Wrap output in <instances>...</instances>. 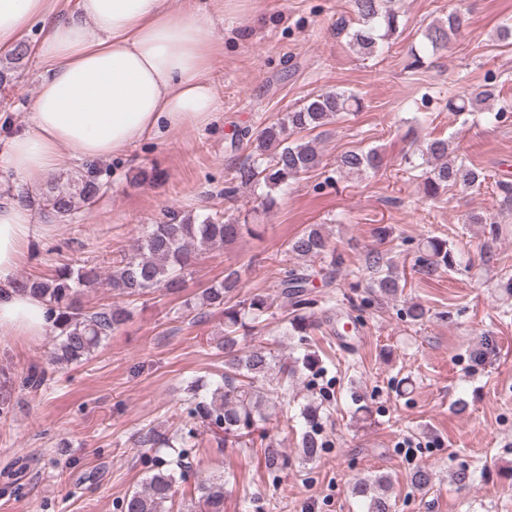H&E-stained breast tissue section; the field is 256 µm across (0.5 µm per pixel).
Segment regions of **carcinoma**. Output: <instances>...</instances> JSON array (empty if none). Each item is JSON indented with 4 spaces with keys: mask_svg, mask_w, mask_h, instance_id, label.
Listing matches in <instances>:
<instances>
[{
    "mask_svg": "<svg viewBox=\"0 0 512 512\" xmlns=\"http://www.w3.org/2000/svg\"><path fill=\"white\" fill-rule=\"evenodd\" d=\"M398 0H350V8L357 25L340 21V29L347 32L349 48L369 58L382 51L383 42L399 27ZM467 24L461 11L448 14L443 23L429 26L426 39L432 52L445 49L450 38ZM495 98L494 89L487 87L471 96L448 100V111L462 114L484 113L485 104ZM362 106L361 98L345 90H329L306 99L301 105L281 118L263 127L256 134L254 147L244 162L228 172L225 192L231 194L239 187H263L261 205L270 207L276 202L275 193L288 188L290 181L322 164L312 134L335 123ZM423 164L421 177L425 194L430 197L439 191L462 186L478 191L486 181L485 173L452 158L451 140L429 138L418 145ZM382 162L375 149L348 150L336 159L340 174H365L376 171ZM108 189V182L95 165H88L74 177L51 181L45 192L34 200L27 192L17 199L29 206H37L47 216H70L93 204ZM252 233L249 225L237 218L206 216L199 221L177 213L167 221L153 224L142 236L137 247L122 256L108 276L112 290L127 297L140 296L153 290L174 294L184 284L200 247H222L232 244L243 234ZM288 251L298 259L312 262L331 255L329 267L336 269L342 257L331 247L329 240L316 228L306 230L288 242ZM368 268L377 274L375 287L380 295L394 297L400 285L392 261L382 250H373L367 256ZM456 257L448 240L429 236L425 238L412 270L425 277L441 269H452ZM312 274L307 268H291L284 272L275 294L243 292L242 273L227 268L224 278L207 288L197 304L186 303L196 310L202 307L221 308L224 312V336L217 348L224 351V373L213 381L208 392L192 397L186 406L187 415L206 425L213 433L217 447L248 445L260 438L266 462L279 465L282 452L275 438L269 434L268 409L276 407L288 391L301 369L312 374L321 369L316 352L310 349L309 336L317 327L313 298L309 287ZM100 281L94 268L63 266L50 279L25 277L16 284L46 304L49 318L57 331L51 352V363L69 364L86 359L94 353L107 336L119 329L128 318L122 308H102L85 311L78 303V295ZM290 303L288 335L297 338L299 355L276 352L258 345L244 344L259 324L274 315L276 299ZM300 415L303 419L302 453L309 460L317 459L325 448L319 407L308 403ZM193 429L172 436L151 427L138 432L134 443L139 448H172L179 444L181 451L174 466L157 467L146 476L141 486L118 501L120 512H170L176 484L185 480L188 449L194 447ZM435 473L429 467L414 470L411 483L424 489L434 481ZM391 481L384 474L358 480L352 494L360 501L363 512H392ZM196 497L182 504L183 512H224L225 480L223 475H206L197 480Z\"/></svg>",
    "mask_w": 512,
    "mask_h": 512,
    "instance_id": "cac0c4a2",
    "label": "carcinoma"
}]
</instances>
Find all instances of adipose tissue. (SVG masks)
<instances>
[{"instance_id":"obj_1","label":"adipose tissue","mask_w":512,"mask_h":512,"mask_svg":"<svg viewBox=\"0 0 512 512\" xmlns=\"http://www.w3.org/2000/svg\"><path fill=\"white\" fill-rule=\"evenodd\" d=\"M224 0H76L59 16L54 0H0V51L15 47L33 23L44 71L27 124L0 139V174L57 171L72 159L125 154L147 138L201 129L220 101L209 34ZM40 231L30 207L0 199V335L49 332L46 307L17 290L15 272Z\"/></svg>"}]
</instances>
